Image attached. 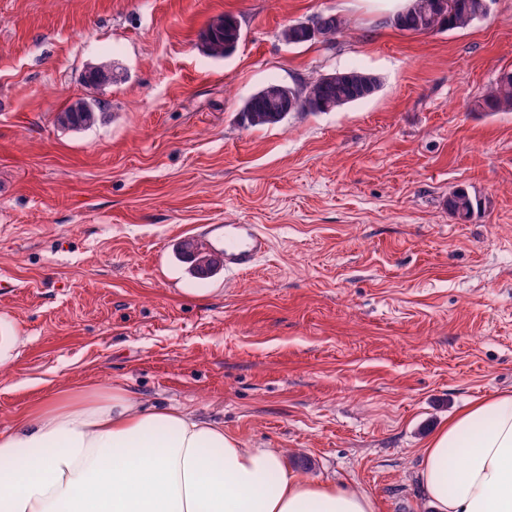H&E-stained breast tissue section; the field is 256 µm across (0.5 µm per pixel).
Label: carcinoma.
<instances>
[{"label":"carcinoma","mask_w":512,"mask_h":512,"mask_svg":"<svg viewBox=\"0 0 512 512\" xmlns=\"http://www.w3.org/2000/svg\"><path fill=\"white\" fill-rule=\"evenodd\" d=\"M486 0H410L407 8L396 14L393 24L402 31L415 34L438 30L463 29L486 15L483 4ZM323 41L331 42L345 28L343 18L323 15ZM237 20L224 16V30L212 32L207 26L201 33L202 48L206 55L219 59L229 55L237 46L241 31L235 27ZM380 87V80L372 73L360 70L337 72L325 75L311 83V87L296 88V93L287 92V86L271 83L252 95L241 109V121L247 128H260L284 121L288 113L282 111L287 105L293 112H332L346 105L373 96ZM484 112L512 111V72L503 73L493 86L477 101ZM104 110L98 104L92 112H61L58 122L72 129L89 128L96 124ZM448 211L457 220L472 219L478 203L464 189L448 197ZM178 258L188 264V273L195 277L200 271L214 275L224 268V253L203 243L183 241L176 247Z\"/></svg>","instance_id":"1"}]
</instances>
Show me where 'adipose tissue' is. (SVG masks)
<instances>
[{
	"label": "adipose tissue",
	"instance_id": "1",
	"mask_svg": "<svg viewBox=\"0 0 512 512\" xmlns=\"http://www.w3.org/2000/svg\"><path fill=\"white\" fill-rule=\"evenodd\" d=\"M431 512H512V393L471 403L425 443ZM0 512H377L223 424L121 387L49 395L0 431Z\"/></svg>",
	"mask_w": 512,
	"mask_h": 512
}]
</instances>
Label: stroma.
<instances>
[{"instance_id": "35a3bbf8", "label": "stroma", "mask_w": 512, "mask_h": 512, "mask_svg": "<svg viewBox=\"0 0 512 512\" xmlns=\"http://www.w3.org/2000/svg\"><path fill=\"white\" fill-rule=\"evenodd\" d=\"M230 14L241 39L207 57ZM342 16L334 42L282 29ZM370 0H0V430L49 394L121 386L223 423L377 512H429L425 441L512 392V112L475 102L512 71V0L414 34ZM102 61L124 78L85 87ZM357 67L381 86L334 112L240 124L271 82ZM105 105L67 129L72 100ZM482 210L462 223L450 193ZM258 224L245 274L190 277L175 243ZM237 24L239 30L234 26ZM213 25L218 28H224L219 33L207 36L212 31ZM241 37V29L238 21L230 15H224L216 18L213 24L210 23L201 33L202 48L209 57L219 59L229 55L237 46ZM295 24H290L288 27H285L281 32L282 39L288 43V44H303L307 42H311L313 40H316L314 38H309L306 36V34L302 31L304 30L307 34L310 35H316L317 37L320 36V30H321V23L316 22L315 24H309V23H296V26L302 30H297L294 28Z\"/></svg>"}]
</instances>
